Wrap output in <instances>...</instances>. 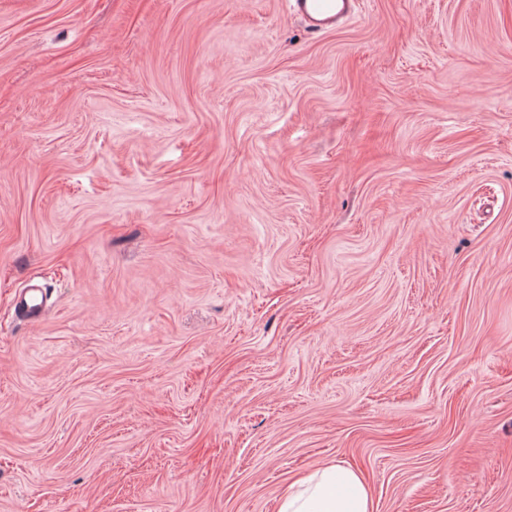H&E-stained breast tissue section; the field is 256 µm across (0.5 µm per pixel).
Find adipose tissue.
<instances>
[{"mask_svg": "<svg viewBox=\"0 0 512 512\" xmlns=\"http://www.w3.org/2000/svg\"><path fill=\"white\" fill-rule=\"evenodd\" d=\"M278 512H374V503L359 471L330 463L293 481Z\"/></svg>", "mask_w": 512, "mask_h": 512, "instance_id": "adipose-tissue-1", "label": "adipose tissue"}]
</instances>
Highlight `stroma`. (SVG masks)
Instances as JSON below:
<instances>
[{
  "instance_id": "35a3bbf8",
  "label": "stroma",
  "mask_w": 512,
  "mask_h": 512,
  "mask_svg": "<svg viewBox=\"0 0 512 512\" xmlns=\"http://www.w3.org/2000/svg\"><path fill=\"white\" fill-rule=\"evenodd\" d=\"M360 2L0 0V512H512V0ZM291 13L303 19L312 34L335 28L356 12L357 0H291ZM46 309L44 294L39 285L32 284L23 289L16 305V313L19 319L36 322L42 317ZM278 512H374V503L359 471L330 463L288 485Z\"/></svg>"
}]
</instances>
